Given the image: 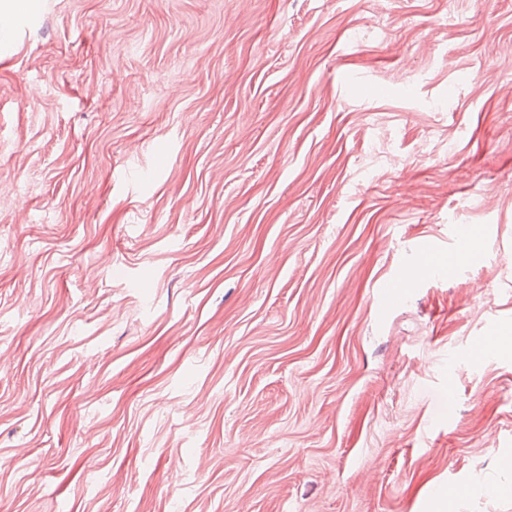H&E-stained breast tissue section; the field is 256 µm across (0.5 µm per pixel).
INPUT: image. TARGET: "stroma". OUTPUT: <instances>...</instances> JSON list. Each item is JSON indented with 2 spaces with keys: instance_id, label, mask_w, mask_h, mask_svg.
Here are the masks:
<instances>
[{
  "instance_id": "obj_1",
  "label": "stroma",
  "mask_w": 512,
  "mask_h": 512,
  "mask_svg": "<svg viewBox=\"0 0 512 512\" xmlns=\"http://www.w3.org/2000/svg\"><path fill=\"white\" fill-rule=\"evenodd\" d=\"M35 4L0 512H512V0Z\"/></svg>"
}]
</instances>
